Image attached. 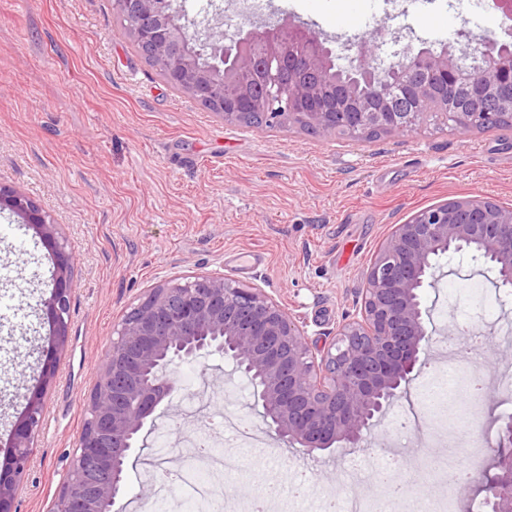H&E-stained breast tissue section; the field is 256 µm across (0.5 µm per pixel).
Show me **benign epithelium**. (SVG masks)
<instances>
[{
  "label": "benign epithelium",
  "instance_id": "1",
  "mask_svg": "<svg viewBox=\"0 0 512 512\" xmlns=\"http://www.w3.org/2000/svg\"><path fill=\"white\" fill-rule=\"evenodd\" d=\"M512 38V0H489ZM130 20L127 36L167 80L224 120L252 116L263 126H297L323 137L412 133L427 119L460 135L512 116V48L485 54L480 70L462 66L452 49L408 47L381 62L374 41L336 53L313 31L290 23L240 30L223 43L189 31L173 0H113ZM212 62L202 67L196 47ZM344 65L350 78H336ZM234 95L224 97V87ZM29 225L53 260L50 294L39 304L49 332L37 382L25 387L23 410L0 463V512H12L31 463L47 387L68 336L73 263L58 225L16 190L0 189V210ZM475 253L491 264L497 288H512V206L490 198H457L421 209L396 224L365 273L357 317L339 325L321 351L299 321L263 289L222 274L164 281L149 289L117 325L87 400L82 431L55 512H125L124 473L139 435L177 391L172 362L213 354L231 358L253 385V409L284 441L306 453L357 448L400 395L408 392L433 339L424 292L435 286L439 259ZM512 419L489 445L496 473L485 481L489 512H512ZM112 471L108 482L84 479L87 462Z\"/></svg>",
  "mask_w": 512,
  "mask_h": 512
}]
</instances>
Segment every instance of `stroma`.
<instances>
[{
  "label": "stroma",
  "instance_id": "1",
  "mask_svg": "<svg viewBox=\"0 0 512 512\" xmlns=\"http://www.w3.org/2000/svg\"><path fill=\"white\" fill-rule=\"evenodd\" d=\"M201 33L231 36L239 27L286 20L328 39L333 49L379 36L382 52L447 45L448 31L477 37L502 32L498 15L448 8L444 0H265L259 16L238 0H178ZM0 186L36 201L58 224L72 254L76 289L69 335L46 396L17 512H53L87 417V397L112 332L149 288L170 279L221 273L254 284L286 307L318 349L334 340L359 307L364 273L394 225L418 210L463 197L512 206V130L462 137L428 125L370 141L319 137L297 127L230 123L173 88L136 50L112 0H0ZM259 257L244 269L240 254ZM425 301L436 329L425 362L362 447L307 455L276 439L252 409V387L231 361L213 355L169 372L188 389L202 377L224 386V414L244 419L271 444L255 456L232 449L222 512H243L259 484L290 483L306 473L303 502L279 512H324L334 496L379 499L387 458L417 462L411 479L447 512L483 500L491 470L487 441L512 417V293L497 292L482 261L442 258ZM52 264L33 231L0 211V446L6 445L23 379L38 372L48 333L37 310L48 297ZM481 342L476 365L485 400L464 399L462 371L447 372V413L422 397L429 372L454 342ZM209 411L199 393L193 411L172 400L125 469L126 497L148 506L153 490L141 467L160 435L177 441V423ZM456 440L475 482L449 490L427 468Z\"/></svg>",
  "mask_w": 512,
  "mask_h": 512
}]
</instances>
